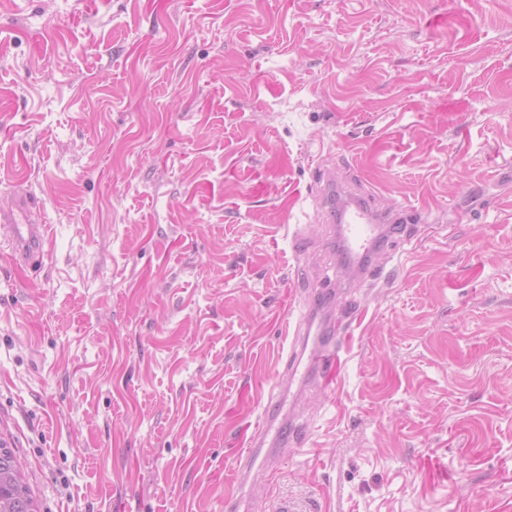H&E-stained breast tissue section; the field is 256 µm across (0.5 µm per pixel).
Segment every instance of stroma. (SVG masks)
<instances>
[{
	"instance_id": "35a3bbf8",
	"label": "stroma",
	"mask_w": 512,
	"mask_h": 512,
	"mask_svg": "<svg viewBox=\"0 0 512 512\" xmlns=\"http://www.w3.org/2000/svg\"><path fill=\"white\" fill-rule=\"evenodd\" d=\"M410 253L350 279L316 164ZM0 442L40 512H225L257 385L298 444L267 497L512 512V0H0ZM350 279L328 304L314 291ZM363 311L342 385L276 318ZM1 228H8L10 236L3 243L11 250V256L27 266L40 258L46 243L45 224L30 207L27 197H17L8 209L0 210Z\"/></svg>"
}]
</instances>
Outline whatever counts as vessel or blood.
Listing matches in <instances>:
<instances>
[{
	"label": "vessel or blood",
	"instance_id": "1",
	"mask_svg": "<svg viewBox=\"0 0 512 512\" xmlns=\"http://www.w3.org/2000/svg\"><path fill=\"white\" fill-rule=\"evenodd\" d=\"M330 214L338 226L343 250L347 258L356 263L358 274H367L366 262L384 241L385 232H392L404 244H411L410 224L419 220L418 211L405 207L390 213L377 212L364 203L354 201L332 205ZM0 226L8 228L5 244L12 257L21 265H29L40 258L46 243L45 226L25 197L15 198L13 206L0 210ZM305 318L295 322L289 347L280 349L278 365L284 373L299 377L300 381L320 378L333 381L337 366L334 337L347 331L348 322L334 316L324 317L317 330V346L309 348ZM261 408L257 423L249 436L244 451L234 459L231 467L232 488L224 495L226 512H240L247 500L243 490L259 460L265 459L271 446L287 444L288 432L281 426L284 403L276 395L261 391L256 395Z\"/></svg>",
	"mask_w": 512,
	"mask_h": 512
}]
</instances>
